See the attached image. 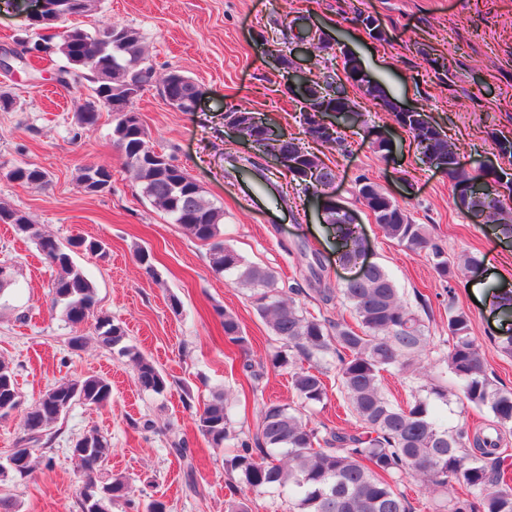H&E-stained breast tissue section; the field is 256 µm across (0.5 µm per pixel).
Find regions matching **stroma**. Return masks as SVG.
Instances as JSON below:
<instances>
[{"label":"stroma","instance_id":"35a3bbf8","mask_svg":"<svg viewBox=\"0 0 512 512\" xmlns=\"http://www.w3.org/2000/svg\"><path fill=\"white\" fill-rule=\"evenodd\" d=\"M0 48L17 46L28 35V17L43 0H0ZM372 15L386 38L376 41L353 24L355 11ZM117 22L139 30L156 77L177 70L203 91L192 112L172 109L157 89L135 102L148 140L187 170L224 211V241L248 260L276 271L284 296L303 287L302 258L295 245L321 253L332 285L341 286L354 268L336 261V242L323 224L311 193L289 186L288 204L251 200L248 188L229 171L227 154H246L247 144L224 125L231 107L262 112L288 133L299 134V109L286 91L277 54L294 53L302 68L341 73L340 60L325 64L314 53H295L298 35L317 28L335 49L353 51L369 76L407 107H421L460 148L470 173L491 164L512 173L499 155L495 137L512 140V0H99L95 11L71 18L93 30ZM58 59L47 53L0 71V93L14 97V109L0 111V202L30 216L42 233L65 241L84 237L109 250L99 260L78 255L96 285L98 308L126 330L136 346L166 375L157 395L140 389L131 362L117 349L102 347L92 323L79 329L83 348L68 345L71 331L52 311L50 284L55 272L35 243L0 223V266L15 281L0 306V359L13 368L20 405L0 420V463L23 434L27 411L55 382L77 375H100L112 383V401L96 408L75 404L60 420L52 447L34 449L33 474L0 480V498L14 512H77L81 490L78 462L70 449L88 430L112 446L107 472L125 478L140 505L163 501L167 512H226L228 486L237 476L226 470L223 451L210 447L194 424L193 408L217 388L237 397L236 429L255 428L254 396L240 353L224 341L218 309L236 313L250 339V359L262 371L267 401L295 399L287 371L273 368L276 348L266 323L255 313L246 290L214 273L206 244L186 234L146 199L112 145V115L100 112L81 126L76 114L86 86L64 88L54 75ZM348 96L362 114L361 125L342 131L341 146L325 151L336 172L334 193L353 210L368 244V260L386 267L403 299L432 335L448 331V308L465 309L474 322L486 371L498 387L512 389V356L503 347L512 336V318L494 311V288L512 289V239L461 211L447 177L421 160L409 133L355 85ZM385 130L388 152L372 143L373 129ZM18 165L47 171V186L8 178ZM104 165L112 190L85 193L76 182L79 168ZM368 179L394 198L414 223L426 225L451 261L475 258L480 274H457L452 283L435 275L428 255L406 252L386 238L372 213L356 198L359 179ZM151 251L160 274L150 279L133 258L135 247ZM182 307L173 312L170 296ZM28 322H21V315ZM185 440L191 465L169 452L171 440ZM195 470L188 488L187 468Z\"/></svg>","mask_w":512,"mask_h":512}]
</instances>
